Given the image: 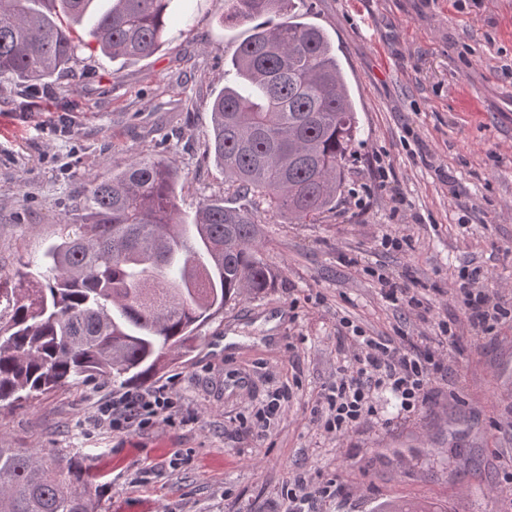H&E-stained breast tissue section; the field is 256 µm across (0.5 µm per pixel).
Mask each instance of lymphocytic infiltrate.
Segmentation results:
<instances>
[{"mask_svg":"<svg viewBox=\"0 0 512 512\" xmlns=\"http://www.w3.org/2000/svg\"><path fill=\"white\" fill-rule=\"evenodd\" d=\"M485 279L481 268L461 269L455 292L472 328L488 334L499 324L504 311L501 303L492 301L483 289ZM351 332L355 349L351 364L325 387L311 411L314 423L337 438L378 419V402L385 395L394 400L398 418L414 416L425 405L433 379L446 370L443 358L428 340L417 342L403 335L393 342L366 335L358 326ZM177 405L169 387L158 385L113 397L99 407L95 422L115 431L143 428L169 420ZM339 490L332 479L315 486L304 476H295L285 494V512H315L317 502L334 498Z\"/></svg>","mask_w":512,"mask_h":512,"instance_id":"lymphocytic-infiltrate-1","label":"lymphocytic infiltrate"}]
</instances>
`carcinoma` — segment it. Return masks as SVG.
Listing matches in <instances>:
<instances>
[{
  "mask_svg": "<svg viewBox=\"0 0 512 512\" xmlns=\"http://www.w3.org/2000/svg\"><path fill=\"white\" fill-rule=\"evenodd\" d=\"M0 0V83L39 86L61 74L88 36L105 57L135 62L167 42L173 0ZM224 23L252 24L236 46V82L212 101L211 150L237 205L202 198L180 216L178 170L136 157L91 181L59 242L0 276V403L99 380L141 386L224 304L268 287L259 204L312 224L343 186L359 126L326 33L295 0H225ZM67 469L68 480L58 479ZM91 476L41 452L0 448V512H94Z\"/></svg>",
  "mask_w": 512,
  "mask_h": 512,
  "instance_id": "cac0c4a2",
  "label": "carcinoma"
}]
</instances>
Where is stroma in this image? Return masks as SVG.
<instances>
[{
    "mask_svg": "<svg viewBox=\"0 0 512 512\" xmlns=\"http://www.w3.org/2000/svg\"><path fill=\"white\" fill-rule=\"evenodd\" d=\"M329 36L360 137L334 208L314 224L264 218L272 285L225 305L193 351L155 375L179 399L170 421L124 432L93 416L121 394L90 381L0 408V447L40 449L99 477L97 512H283L296 475L342 491L319 512H379L392 500L439 512H512V319L489 334L453 300L465 266L512 308V0H300ZM244 25L224 0H173L154 56L111 61L83 50L80 80L48 96L0 85V273L40 257L75 220L86 185L113 164L162 155L182 173L184 218L199 199L233 205L211 155L210 101ZM63 116L64 132L42 130ZM386 175H379V168ZM405 236L403 250L383 247ZM409 282L417 306L385 298L380 276ZM367 335L434 337L452 321L448 366L426 405L389 428L326 436L310 410L352 352L346 322ZM277 390L283 410L258 429Z\"/></svg>",
    "mask_w": 512,
    "mask_h": 512,
    "instance_id": "stroma-1",
    "label": "stroma"
}]
</instances>
